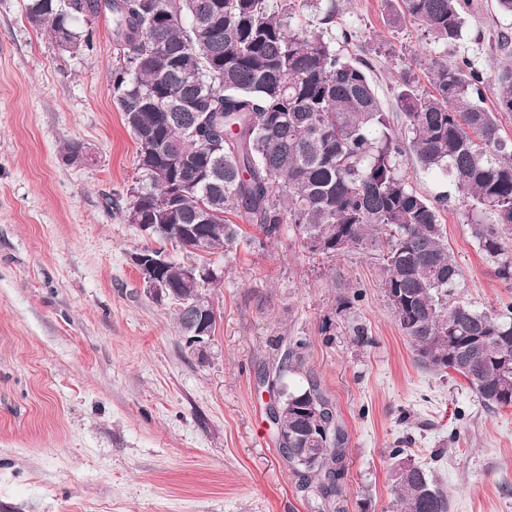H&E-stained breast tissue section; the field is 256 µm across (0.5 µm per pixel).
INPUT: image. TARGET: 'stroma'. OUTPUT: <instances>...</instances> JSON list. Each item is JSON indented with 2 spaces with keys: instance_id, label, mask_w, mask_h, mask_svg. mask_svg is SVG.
<instances>
[{
  "instance_id": "obj_1",
  "label": "stroma",
  "mask_w": 512,
  "mask_h": 512,
  "mask_svg": "<svg viewBox=\"0 0 512 512\" xmlns=\"http://www.w3.org/2000/svg\"><path fill=\"white\" fill-rule=\"evenodd\" d=\"M26 3L0 0V502L17 512H321L279 451L263 381L301 336L303 368L289 382L315 377L337 408L342 512H390L395 448L447 490L451 512H512V408L489 411L461 377L417 366L376 256L327 258L291 232L267 242L248 228L212 292V356L185 353L168 306L147 296L131 263L142 235L108 205L141 179L114 95L112 22L92 19L91 44L67 50L28 22ZM336 9L329 37L366 62L389 112L403 77L429 89L428 56L469 58L489 81L512 60L498 43L512 37V16L496 0H464L463 38L447 47L412 24L391 27L385 0ZM72 141L91 161H65ZM441 219L462 271L458 298L481 310L512 304L462 210ZM359 287L364 297L340 309Z\"/></svg>"
}]
</instances>
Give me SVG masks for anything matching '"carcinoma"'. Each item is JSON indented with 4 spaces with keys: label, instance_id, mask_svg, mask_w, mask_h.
Returning a JSON list of instances; mask_svg holds the SVG:
<instances>
[{
    "label": "carcinoma",
    "instance_id": "cac0c4a2",
    "mask_svg": "<svg viewBox=\"0 0 512 512\" xmlns=\"http://www.w3.org/2000/svg\"><path fill=\"white\" fill-rule=\"evenodd\" d=\"M27 0L26 17L73 50L92 31L74 22L103 10L124 67L114 72L118 109L142 174L119 208L128 224H156L154 238L199 256L229 257L248 224L276 240L288 228L311 254L351 251L381 261V290L419 366L450 370L489 410L512 407V305L479 310L455 297L461 268L441 212L460 205L471 237L497 277L512 283V66L495 75L497 111L480 105L483 74L466 59L433 57V91L403 81L396 112L370 77L336 50L324 27L336 0ZM389 21L416 25L430 43L461 39V0H389ZM321 13L303 26L298 12ZM447 177L456 195L419 194L403 157ZM215 277L171 284L189 298ZM179 330L193 307L172 309ZM306 340H289L276 372L284 408L278 447L298 486L328 509L342 498L346 436L317 380L288 384ZM393 512H450L448 493L419 467L394 470Z\"/></svg>",
    "mask_w": 512,
    "mask_h": 512
}]
</instances>
